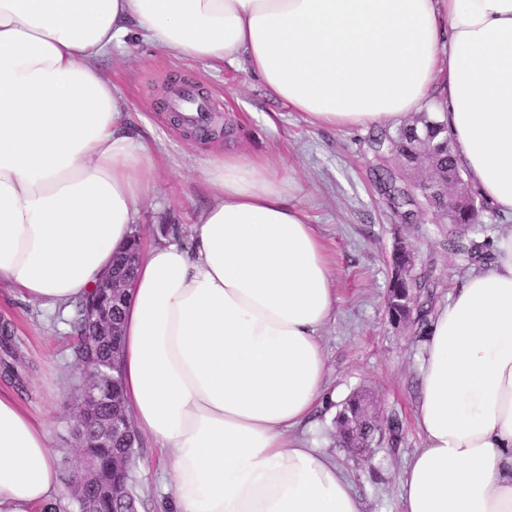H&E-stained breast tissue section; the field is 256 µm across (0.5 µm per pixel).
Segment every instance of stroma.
Wrapping results in <instances>:
<instances>
[{
  "instance_id": "1",
  "label": "stroma",
  "mask_w": 512,
  "mask_h": 512,
  "mask_svg": "<svg viewBox=\"0 0 512 512\" xmlns=\"http://www.w3.org/2000/svg\"><path fill=\"white\" fill-rule=\"evenodd\" d=\"M96 66L127 102L128 133L158 151L154 190L140 203L135 226L142 247L189 244L208 200L204 170L215 152L265 158L271 169L297 182L292 202L323 242L338 297L321 332L330 386L340 401L367 391L385 414L399 416L404 433L400 447H379L361 458L337 447L335 411L326 407L315 414L307 436L345 468L365 512H399L398 476L419 445L413 409L423 339L415 324L397 326L388 319L390 257L399 242L414 250L418 269L430 272L436 283L432 304L444 302L465 274L464 260L448 249L447 219L427 211L418 223H396L379 190L371 129L312 124L273 97L245 63L167 56L134 30L123 49ZM177 77L204 88L211 113L232 125V134L192 136L171 122L160 98L165 84ZM3 321L11 324L13 344L30 364L16 397L45 422L56 462L65 464L75 455L68 404L78 390L66 380L75 366L71 327L66 316L47 313L9 288H0ZM168 468L154 444L139 437L133 471L138 512H160L166 498L161 476Z\"/></svg>"
}]
</instances>
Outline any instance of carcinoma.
Masks as SVG:
<instances>
[{
  "mask_svg": "<svg viewBox=\"0 0 512 512\" xmlns=\"http://www.w3.org/2000/svg\"><path fill=\"white\" fill-rule=\"evenodd\" d=\"M423 140L429 146L426 170L430 176L440 179L455 180L461 169L454 162L455 143L445 133L443 125L435 112H423L415 120L401 128L398 133L391 136L380 133L370 139L373 151L380 159H385V153H391L403 160L410 170H417L421 166L419 155L416 153L415 144ZM379 172L387 176L389 185L384 188V194L389 201L393 212L400 218L401 223L408 224L415 218V206L411 203L404 191L398 190L401 186L398 173L387 166L380 167ZM428 207L445 213L450 224H473L479 214L487 207V202L476 191H471L469 199L461 200L452 206L442 197L433 196L425 200ZM490 242H478L455 229L448 230V249L474 265H484L491 260L488 247ZM431 283L429 276L421 273H413L405 278L392 272L390 281V296L394 297L403 292L414 300L413 307L406 305H394L395 312L405 321L424 323L428 310L426 303L421 298L428 292ZM105 290L97 288L87 298L78 301L72 309L70 326L76 335L77 343L74 349L76 369L81 371L88 367L89 355L92 353L86 349V310L93 305H104L105 309L112 312L113 321H122L123 306L114 305L104 297ZM97 350L94 355L98 360L105 362L109 367L110 377L102 380V399L96 405L94 414L97 420L107 422L112 415L124 408L119 363L112 362V337H95ZM0 347L3 355L0 356V370L14 379L19 387H24L23 373L28 365L19 355L12 344V330L9 323L0 325ZM361 399L358 393H353L341 406L334 418L336 441L342 447L346 446L349 438L366 437L372 434L373 426L370 421L360 417ZM402 441V425L395 416L390 417L389 427L386 431L383 445L388 448H396ZM134 443H126L120 439L110 442L92 440L88 446L79 449V452L89 458L103 462L90 483L87 500L96 508L97 512H136L137 497L132 491L133 474L130 471L114 470L109 462L115 457H129L133 453ZM115 482L124 483L129 488L126 499L122 502H114L106 496V492Z\"/></svg>",
  "mask_w": 512,
  "mask_h": 512,
  "instance_id": "obj_1",
  "label": "carcinoma"
}]
</instances>
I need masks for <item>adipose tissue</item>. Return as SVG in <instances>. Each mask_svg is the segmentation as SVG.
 <instances>
[{
    "instance_id": "1",
    "label": "adipose tissue",
    "mask_w": 512,
    "mask_h": 512,
    "mask_svg": "<svg viewBox=\"0 0 512 512\" xmlns=\"http://www.w3.org/2000/svg\"><path fill=\"white\" fill-rule=\"evenodd\" d=\"M133 28L246 60L316 125L396 124L438 99L458 166L512 215V0H0V286L33 304L66 314L92 293L152 190L155 150L95 66ZM205 183L191 247L143 251L123 314V395L170 458V512H363L303 434L337 297L298 185L238 155ZM492 254L429 318L400 512H512V228ZM60 488L45 424L0 391V512Z\"/></svg>"
}]
</instances>
